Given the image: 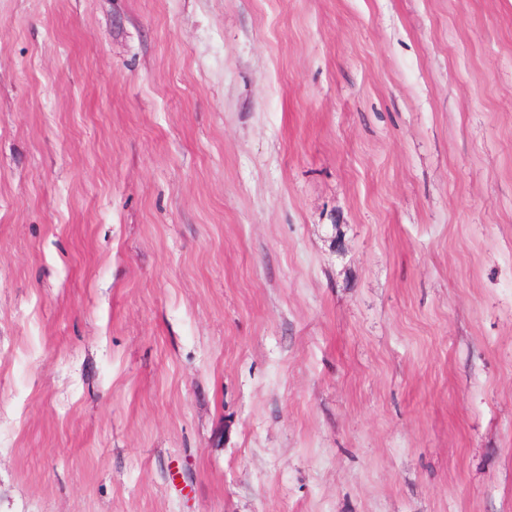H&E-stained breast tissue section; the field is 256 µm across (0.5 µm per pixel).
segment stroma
Instances as JSON below:
<instances>
[{
	"instance_id": "1",
	"label": "stroma",
	"mask_w": 512,
	"mask_h": 512,
	"mask_svg": "<svg viewBox=\"0 0 512 512\" xmlns=\"http://www.w3.org/2000/svg\"><path fill=\"white\" fill-rule=\"evenodd\" d=\"M0 512H512V0H0Z\"/></svg>"
}]
</instances>
